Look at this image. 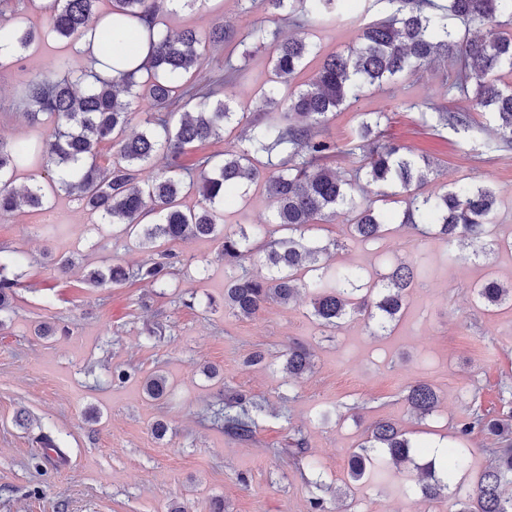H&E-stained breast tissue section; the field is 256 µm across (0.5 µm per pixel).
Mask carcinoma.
Returning a JSON list of instances; mask_svg holds the SVG:
<instances>
[{
  "label": "carcinoma",
  "mask_w": 512,
  "mask_h": 512,
  "mask_svg": "<svg viewBox=\"0 0 512 512\" xmlns=\"http://www.w3.org/2000/svg\"><path fill=\"white\" fill-rule=\"evenodd\" d=\"M97 2L52 0L46 33L72 41L96 33L91 19L100 18ZM343 2L250 0L264 13L284 17L295 26L310 18L331 20ZM376 2L385 6L386 16L362 28L358 46L322 58L303 86L292 81L316 55L315 44L306 36L283 37L262 23L256 25L249 37L269 53V82L282 85L287 93L278 98L274 87L260 90L271 110L248 120L240 140L224 152L198 155L187 165L185 156L223 137L224 128L235 120L236 112L224 99V84L245 71V65L232 61L229 47L235 45V35L223 23L204 34L193 28L172 33L163 20L165 0H112L105 13L106 30L97 32L103 45L110 41V30L124 29L147 48V62L128 70L130 58H114L105 51L92 62L119 72L117 78L103 76L93 67L77 74L62 62L55 73L23 84L18 99L25 121L33 128H49V134L15 142L0 139V213H13L23 205L39 208L50 196L64 192L76 196L100 223L124 225L127 238L149 252V258L135 269L107 265L89 271L86 281L92 288H114L131 279L166 288L172 254H155L158 243L219 237L226 273L224 306L233 312L251 317L270 300L286 305L305 292L310 296L311 316L324 328L336 329L359 314L372 320L376 329L389 330L419 280L416 264L400 261L366 280L361 268L332 269L321 263L329 247L313 244L305 234L342 215L347 235L366 243L381 237L385 226L396 220L422 235L448 243L463 241L478 256L498 245L492 228L498 223L499 192L482 183L422 192L437 179V164L416 159L398 144L381 142L375 129L386 118L383 112L362 114L356 138L364 164L355 177L345 178L327 164L339 147L318 127L357 100L365 86L396 81L442 56L453 67L452 87L473 108L493 114L501 144L512 147V86L502 83L504 72L512 74V30L506 29L512 25V0ZM6 16L13 25L0 30L11 35L18 49L30 48L36 33L24 27L13 0H0V19ZM460 22H479L487 30L466 37ZM211 45L228 49L224 73L200 84L195 76ZM136 117L144 130L129 135L127 129ZM435 118L456 131L471 126L467 112L445 109ZM104 144L117 148L115 157L102 155ZM157 160L163 161L161 171L149 180L140 179V171ZM30 167L44 170L47 178L20 193L14 178L18 170ZM362 177L382 188L386 202L404 197L403 210L392 214L372 202H357L355 192ZM258 180L263 181L273 207V223L286 232L266 248L270 274L262 278L242 271V262L252 255L254 240L268 230L259 225L224 227V205L243 198L240 187ZM188 193L199 197L197 208H183ZM20 263L18 255H0V312L12 307L18 286L6 270ZM473 294L487 307L512 303V286L493 278L476 285ZM283 357L291 376L310 369V354L299 343L288 344ZM168 389L161 373L144 378V394L152 401L163 399ZM405 400L421 416L433 415L438 407L437 392L427 382L409 386ZM259 410L238 394L213 410L211 419L227 434L249 441L254 436L253 413ZM474 433L504 447L489 449L490 464L464 495L455 479L470 468L465 449L453 445L440 458L419 464L417 458L426 450L389 420L372 425L366 441L350 458V477L363 479L376 460L387 457L415 471L404 493L416 502L446 497L455 512H512V415L475 409L457 428L462 438ZM38 443L64 458V448L52 431L41 432Z\"/></svg>",
  "instance_id": "carcinoma-1"
}]
</instances>
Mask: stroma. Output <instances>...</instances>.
I'll return each mask as SVG.
<instances>
[{"mask_svg":"<svg viewBox=\"0 0 512 512\" xmlns=\"http://www.w3.org/2000/svg\"><path fill=\"white\" fill-rule=\"evenodd\" d=\"M382 16L380 7L361 0L334 23L307 21L303 32L317 56L300 82L312 77L319 58L352 48L361 28ZM263 20L261 10H244L240 0H198L165 14L174 31L205 32L221 21L234 28L249 57L244 76L226 84L224 94L247 113L262 110L258 89L271 70L267 53L253 50L246 38ZM62 57L72 71L86 65L70 41L51 37L0 68V139L32 136L16 90L54 70ZM451 82L447 60L438 59L398 82L366 88L323 128L342 150L334 165L345 173L359 167L361 115L384 113V138L430 155L439 185L472 181L497 189L496 235L512 242V148L498 144L491 113L473 111ZM441 105L470 113V130L438 125L433 112ZM244 190L246 207L226 206L225 224L269 223L263 186L250 183ZM311 237L321 246L336 243L322 258L333 266L372 271L400 259L420 264L422 275L392 330L373 332L364 316L326 330L312 318L304 294L287 305L269 302L250 318L233 315L224 307L222 244L213 238L170 244L175 275L166 291L143 283L91 288L84 282L91 268L131 267L147 257L121 225L98 223L64 193L48 208L0 216V247L27 259L12 308L0 314V512H165L173 502L187 512H211L216 501L224 512H310L316 496L328 512H448L447 499L417 503L402 493L407 470L381 465L355 482L348 462L381 419L397 423L417 444L458 443L489 462L493 440L477 434L461 441L456 429L476 405L512 411V393L501 392L512 386V307L485 308L471 290L488 278L512 281V249L475 258L470 248L396 224L363 243L349 238L339 219L318 225ZM63 255L74 259L65 275L56 267ZM38 325L52 328V335L36 337ZM157 325L161 335L149 336ZM291 342L312 354L310 371L298 378L283 369ZM257 352L263 361L248 365ZM119 367L137 373L114 380ZM156 371L170 384L159 402L142 391L144 376ZM419 381L432 384L439 397L436 413L423 419L404 398ZM232 392L263 406L253 440H237L204 419L210 405ZM21 409L29 427L14 422ZM158 420L168 425L161 439L152 431ZM48 427L65 459L37 446L36 436ZM297 437L306 442L300 461L293 456ZM310 458L318 461L317 471L306 468Z\"/></svg>","mask_w":512,"mask_h":512,"instance_id":"stroma-1","label":"stroma"}]
</instances>
